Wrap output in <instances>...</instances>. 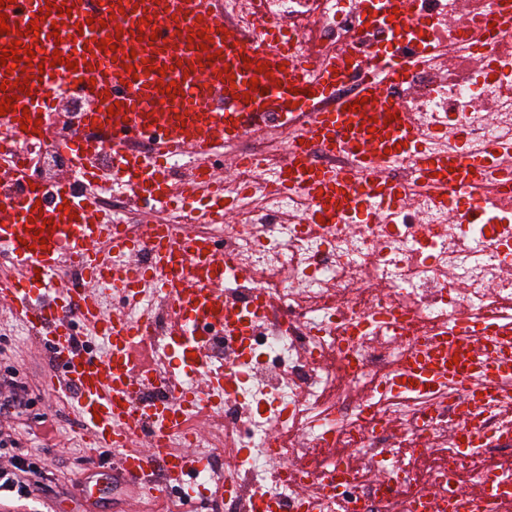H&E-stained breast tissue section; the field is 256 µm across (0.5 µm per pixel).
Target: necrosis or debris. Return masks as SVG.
Wrapping results in <instances>:
<instances>
[{
    "instance_id": "1",
    "label": "necrosis or debris",
    "mask_w": 512,
    "mask_h": 512,
    "mask_svg": "<svg viewBox=\"0 0 512 512\" xmlns=\"http://www.w3.org/2000/svg\"><path fill=\"white\" fill-rule=\"evenodd\" d=\"M357 0H264V9L295 29L293 54L306 60L315 43L338 47L354 34ZM497 0H410L399 50L412 63L394 89L413 113L429 150L496 145L512 160V31L493 26ZM53 138L13 145L10 159L40 163L39 182L51 187L70 157L56 142L72 130L63 113ZM243 164L234 229L196 224L190 210L164 213L177 230L194 229L223 241L235 270L224 297L253 313L249 351L233 360L230 338L209 343L213 369L237 364L233 394L218 403L224 428L211 440L191 433L198 483L234 485L226 512H252L254 500L301 512L306 496L318 512H403L406 497L460 488L461 475L485 473L482 457L512 446V415L491 396L478 406L481 440L469 451L449 434L456 425L455 390L447 383L415 391L385 384L427 337L452 332L463 320L498 315L512 320V174L497 172L474 187L477 212L439 204L419 178L412 156L389 171L404 199L383 223L329 224L304 232L306 196L274 191L279 156L256 131L236 148ZM274 308L257 311L255 292ZM405 311L404 327L394 322ZM335 445L351 472L336 476ZM236 468L216 467L217 454Z\"/></svg>"
}]
</instances>
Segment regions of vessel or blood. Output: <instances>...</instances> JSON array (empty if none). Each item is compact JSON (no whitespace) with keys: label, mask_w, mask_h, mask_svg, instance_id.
Returning <instances> with one entry per match:
<instances>
[{"label":"vessel or blood","mask_w":512,"mask_h":512,"mask_svg":"<svg viewBox=\"0 0 512 512\" xmlns=\"http://www.w3.org/2000/svg\"><path fill=\"white\" fill-rule=\"evenodd\" d=\"M258 18L264 49L225 24L221 0H10L4 11L9 32L0 46L21 41L35 53L26 69L0 65V102L14 107L0 116V147L47 134L59 103L76 93L86 104L83 123L65 144L76 164L99 150H111L109 171L87 170L88 185L76 192L69 178L52 190L35 188L27 170L0 171V180L23 186L20 198H0V245L9 249L13 277H0V305H7L31 329L51 362L45 385L67 401L78 416L90 447L117 449L121 478L154 499L167 496L195 472L198 461L187 448L165 447L186 424L209 416L205 399L236 383L235 371L208 369L202 328L231 336L242 355L249 329L224 299L229 258L222 243L191 232L172 234L168 225L148 224L140 239L127 238L112 215L97 207V186L109 180L133 203L166 207L194 205L203 224H223L230 216L228 196L207 177V167L228 143L252 130L272 127L292 133L295 144L279 179L283 192L302 191L312 202L306 224L335 223L339 214L367 222L401 201L400 185L387 174L392 160L417 154L424 182L439 200L463 183H474L494 167V155L463 157L420 151V131L389 94L410 63L396 50L392 29L375 57L365 59L354 90L337 95L354 54L344 50L318 55L316 72L306 76L293 59V35L263 15L260 0H247ZM69 7L62 25L48 8ZM38 33H31V26ZM119 37L118 50L99 49L100 40ZM61 64H54V57ZM258 86H251V79ZM27 89H20V81ZM170 90H163L162 81ZM117 107L109 115V107ZM31 118L21 125L22 115ZM347 155L348 172L319 164L315 153ZM191 158L194 172L172 181L170 157ZM41 245H33L34 235ZM81 266L79 286L62 283L63 262ZM115 285L116 312H101V279ZM152 291L171 309L170 341L190 339L177 349L168 374L151 361L153 338L144 325L125 319L120 307ZM109 338L96 354L80 340L81 330ZM503 349L494 363L481 362L488 343ZM405 374L390 386L439 380L465 382L458 403L462 432L477 436L473 409L479 394L499 393L512 374V322L467 326L433 340L424 356H412ZM191 370V383L179 381ZM159 390L138 399L139 388ZM445 512H512V477L479 479L475 491L449 492Z\"/></svg>","instance_id":"vessel-or-blood-1"}]
</instances>
